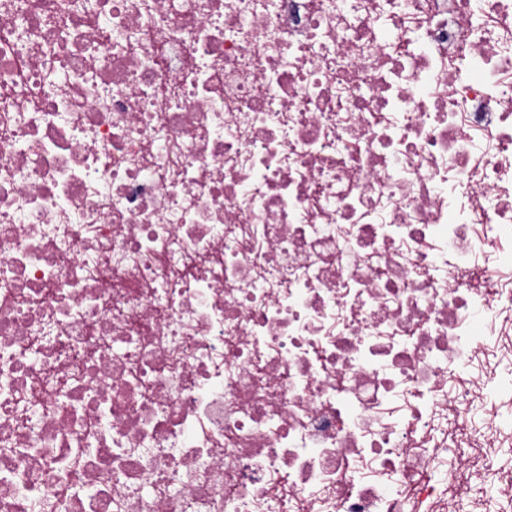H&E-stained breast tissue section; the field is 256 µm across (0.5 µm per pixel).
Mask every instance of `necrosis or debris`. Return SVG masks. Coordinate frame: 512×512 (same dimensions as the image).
<instances>
[{
  "label": "necrosis or debris",
  "instance_id": "obj_1",
  "mask_svg": "<svg viewBox=\"0 0 512 512\" xmlns=\"http://www.w3.org/2000/svg\"><path fill=\"white\" fill-rule=\"evenodd\" d=\"M506 451L512 0H0V512H512ZM494 494V486L487 481H484L479 476H473L467 488L463 491L462 495L456 503L455 512H470L469 505L473 498L490 497Z\"/></svg>",
  "mask_w": 512,
  "mask_h": 512
}]
</instances>
